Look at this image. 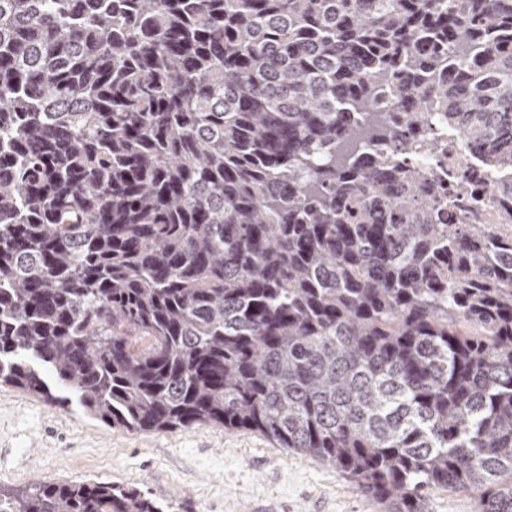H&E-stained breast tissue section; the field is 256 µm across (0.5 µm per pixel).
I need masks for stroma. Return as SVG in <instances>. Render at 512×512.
Wrapping results in <instances>:
<instances>
[{"instance_id":"stroma-1","label":"stroma","mask_w":512,"mask_h":512,"mask_svg":"<svg viewBox=\"0 0 512 512\" xmlns=\"http://www.w3.org/2000/svg\"><path fill=\"white\" fill-rule=\"evenodd\" d=\"M35 481L134 488L163 512H383L334 467L255 431L111 428L0 387V489Z\"/></svg>"}]
</instances>
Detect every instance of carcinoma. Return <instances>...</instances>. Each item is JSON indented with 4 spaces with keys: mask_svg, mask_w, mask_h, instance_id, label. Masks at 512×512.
<instances>
[{
    "mask_svg": "<svg viewBox=\"0 0 512 512\" xmlns=\"http://www.w3.org/2000/svg\"><path fill=\"white\" fill-rule=\"evenodd\" d=\"M432 118L481 191L364 158ZM495 224H448L459 196ZM0 385L512 512V0H0ZM0 512H161L110 484Z\"/></svg>",
    "mask_w": 512,
    "mask_h": 512,
    "instance_id": "1",
    "label": "carcinoma"
}]
</instances>
